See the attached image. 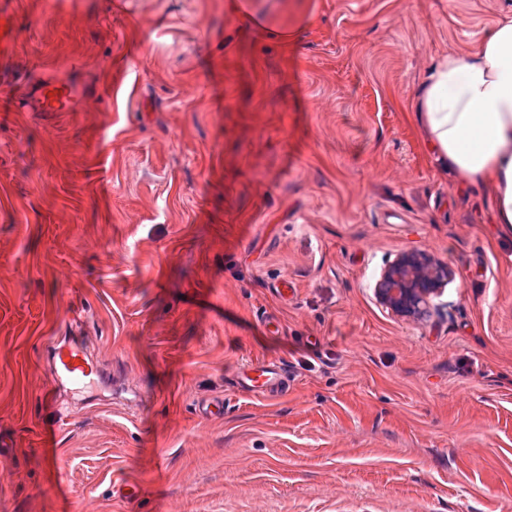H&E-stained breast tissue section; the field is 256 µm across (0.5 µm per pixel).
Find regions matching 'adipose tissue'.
Instances as JSON below:
<instances>
[{"instance_id": "1", "label": "adipose tissue", "mask_w": 512, "mask_h": 512, "mask_svg": "<svg viewBox=\"0 0 512 512\" xmlns=\"http://www.w3.org/2000/svg\"><path fill=\"white\" fill-rule=\"evenodd\" d=\"M409 117L439 169L489 193L495 223L512 233V19L491 27L472 55L442 57Z\"/></svg>"}]
</instances>
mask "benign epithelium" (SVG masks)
Here are the masks:
<instances>
[{"label": "benign epithelium", "instance_id": "1", "mask_svg": "<svg viewBox=\"0 0 512 512\" xmlns=\"http://www.w3.org/2000/svg\"><path fill=\"white\" fill-rule=\"evenodd\" d=\"M448 266L424 250L401 252L381 273L374 288L379 302L398 317L425 319L437 310L434 299L452 280Z\"/></svg>", "mask_w": 512, "mask_h": 512}]
</instances>
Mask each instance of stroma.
Masks as SVG:
<instances>
[{
	"instance_id": "obj_1",
	"label": "stroma",
	"mask_w": 512,
	"mask_h": 512,
	"mask_svg": "<svg viewBox=\"0 0 512 512\" xmlns=\"http://www.w3.org/2000/svg\"><path fill=\"white\" fill-rule=\"evenodd\" d=\"M254 2L13 0L0 91L92 93L0 112V512H512V236L407 115L512 0ZM408 249L453 272L425 321L374 296ZM28 112H78L79 92L66 78H35L20 98ZM58 360L57 373L68 377L73 382H80L92 372L98 373L97 367L89 360L86 347L82 344L62 346L56 350ZM241 378L245 387L256 394L274 395L285 386V376L280 366L261 361L244 366Z\"/></svg>"
}]
</instances>
